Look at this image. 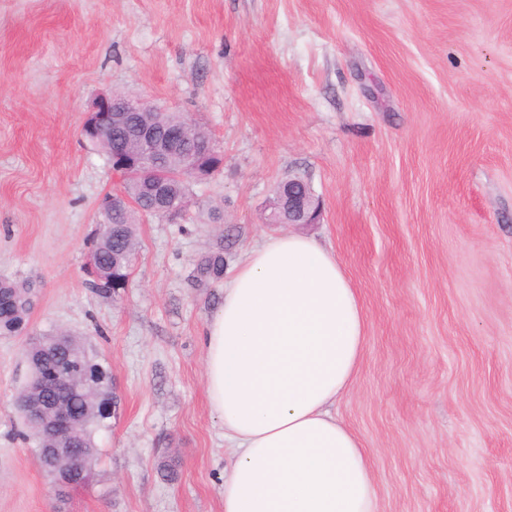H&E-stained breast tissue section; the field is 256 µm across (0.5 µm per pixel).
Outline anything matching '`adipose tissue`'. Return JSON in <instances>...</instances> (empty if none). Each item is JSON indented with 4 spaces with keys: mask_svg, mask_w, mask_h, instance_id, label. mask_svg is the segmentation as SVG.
Returning a JSON list of instances; mask_svg holds the SVG:
<instances>
[{
    "mask_svg": "<svg viewBox=\"0 0 512 512\" xmlns=\"http://www.w3.org/2000/svg\"><path fill=\"white\" fill-rule=\"evenodd\" d=\"M366 314L335 252L268 236L202 330L206 393L233 448L224 512H377L369 455L330 408L353 385Z\"/></svg>",
    "mask_w": 512,
    "mask_h": 512,
    "instance_id": "ef3b65f1",
    "label": "adipose tissue"
}]
</instances>
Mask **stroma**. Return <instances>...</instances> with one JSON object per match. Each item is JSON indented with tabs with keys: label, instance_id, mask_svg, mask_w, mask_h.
Segmentation results:
<instances>
[{
	"label": "stroma",
	"instance_id": "1",
	"mask_svg": "<svg viewBox=\"0 0 512 512\" xmlns=\"http://www.w3.org/2000/svg\"><path fill=\"white\" fill-rule=\"evenodd\" d=\"M112 90L181 112L223 155L176 220L143 216L127 288L85 270L120 179L82 133ZM308 181L367 317L335 413L379 512H512V0H0V278L30 325L81 336L115 407L89 485L57 496L19 437L23 337H0V512H223L230 450L200 330L224 271ZM176 462L174 475L159 468ZM224 276V248L209 252L196 265L194 280L198 285L208 286L218 283Z\"/></svg>",
	"mask_w": 512,
	"mask_h": 512
}]
</instances>
